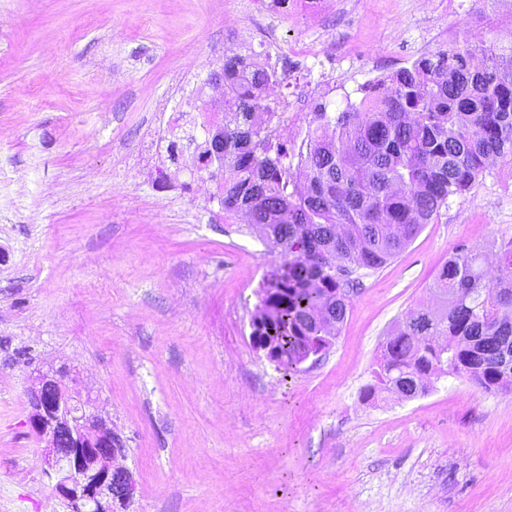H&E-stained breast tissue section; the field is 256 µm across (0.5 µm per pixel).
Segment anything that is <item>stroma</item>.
Returning a JSON list of instances; mask_svg holds the SVG:
<instances>
[{
	"label": "stroma",
	"instance_id": "stroma-1",
	"mask_svg": "<svg viewBox=\"0 0 512 512\" xmlns=\"http://www.w3.org/2000/svg\"><path fill=\"white\" fill-rule=\"evenodd\" d=\"M507 46L498 0H354L292 19L273 0H0V488L56 512L28 424L37 372L67 368L127 451L126 512H512V391L433 379L425 395L364 390L394 324L438 308L460 248L512 240V161L350 293L337 339L283 374L251 338L261 234L168 156L173 119L225 54L309 47L282 98L325 78L328 112L419 56L468 36ZM452 40H444V31Z\"/></svg>",
	"mask_w": 512,
	"mask_h": 512
}]
</instances>
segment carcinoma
<instances>
[{
    "label": "carcinoma",
    "instance_id": "1",
    "mask_svg": "<svg viewBox=\"0 0 512 512\" xmlns=\"http://www.w3.org/2000/svg\"><path fill=\"white\" fill-rule=\"evenodd\" d=\"M224 120L205 116V136L224 140V177L216 196L240 211L280 257L264 278L258 306L275 313L255 323L289 373L307 360L310 337L323 335L331 305L343 323L346 287L396 257L467 192L490 165L512 160V45L463 42L422 55L368 87L359 105L333 117L330 136L309 140L298 167L285 143L253 123L279 103L267 89L283 82L246 55L224 56ZM487 278L480 254L458 249L433 285L439 316L412 310L399 320L377 359L370 400L433 371L491 391L512 388V241L496 251ZM440 336L448 354L432 344Z\"/></svg>",
    "mask_w": 512,
    "mask_h": 512
}]
</instances>
